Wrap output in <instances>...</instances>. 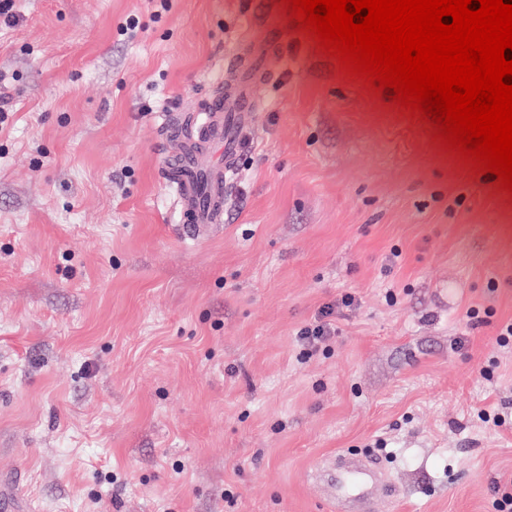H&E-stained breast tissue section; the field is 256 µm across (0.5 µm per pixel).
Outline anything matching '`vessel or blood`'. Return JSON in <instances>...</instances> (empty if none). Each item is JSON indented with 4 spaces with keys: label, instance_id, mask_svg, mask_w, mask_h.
Returning <instances> with one entry per match:
<instances>
[{
    "label": "vessel or blood",
    "instance_id": "obj_1",
    "mask_svg": "<svg viewBox=\"0 0 512 512\" xmlns=\"http://www.w3.org/2000/svg\"><path fill=\"white\" fill-rule=\"evenodd\" d=\"M278 14V0H248L243 13L244 28L259 29L264 51L276 54L284 50L272 25ZM245 104L241 86L218 85L198 107L166 116L159 127L162 138L175 136L181 143L168 155L163 175L177 195L183 238L204 240L224 222L228 174L238 153L239 133L250 119ZM322 468L328 473L332 501L352 495L360 512H374L378 496L395 495L391 481L369 458L343 456L324 462Z\"/></svg>",
    "mask_w": 512,
    "mask_h": 512
}]
</instances>
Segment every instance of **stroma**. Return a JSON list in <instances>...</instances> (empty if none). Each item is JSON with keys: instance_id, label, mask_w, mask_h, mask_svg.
I'll list each match as a JSON object with an SVG mask.
<instances>
[{"instance_id": "obj_1", "label": "stroma", "mask_w": 512, "mask_h": 512, "mask_svg": "<svg viewBox=\"0 0 512 512\" xmlns=\"http://www.w3.org/2000/svg\"><path fill=\"white\" fill-rule=\"evenodd\" d=\"M17 10L0 26L14 512H336L313 471L343 454L398 486L375 512H495L512 494V342H496L512 322V198L496 181L284 13L223 227L182 239L157 128L234 80L242 0ZM130 15L134 40L116 31ZM346 293L329 346L298 361L297 329Z\"/></svg>"}]
</instances>
